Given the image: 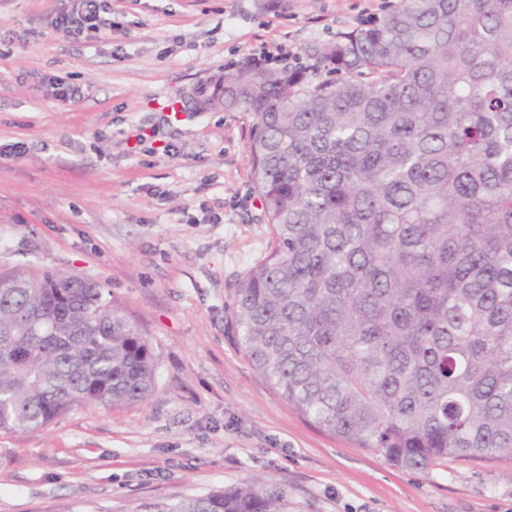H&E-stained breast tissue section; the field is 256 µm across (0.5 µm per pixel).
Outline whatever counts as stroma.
I'll list each match as a JSON object with an SVG mask.
<instances>
[{
  "label": "stroma",
  "instance_id": "stroma-1",
  "mask_svg": "<svg viewBox=\"0 0 512 512\" xmlns=\"http://www.w3.org/2000/svg\"><path fill=\"white\" fill-rule=\"evenodd\" d=\"M392 0H0V267L99 281L158 363L143 402L0 431V512H167L260 477L288 512H512V460L391 466L322 431L239 348L229 309L273 247L247 112L185 101L225 67L306 49ZM74 99H57L59 86ZM70 5L56 17V29L66 36H76L101 26H112L101 17V0H69Z\"/></svg>",
  "mask_w": 512,
  "mask_h": 512
}]
</instances>
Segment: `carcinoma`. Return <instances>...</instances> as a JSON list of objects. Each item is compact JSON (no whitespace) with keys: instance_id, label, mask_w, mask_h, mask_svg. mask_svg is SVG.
Here are the masks:
<instances>
[{"instance_id":"obj_1","label":"carcinoma","mask_w":512,"mask_h":512,"mask_svg":"<svg viewBox=\"0 0 512 512\" xmlns=\"http://www.w3.org/2000/svg\"><path fill=\"white\" fill-rule=\"evenodd\" d=\"M306 56L191 95L254 118L274 245L236 288L239 345L308 421L394 466L511 460L512 0H396ZM155 380L103 286L0 269L1 431ZM167 512H288V494L251 479Z\"/></svg>"}]
</instances>
